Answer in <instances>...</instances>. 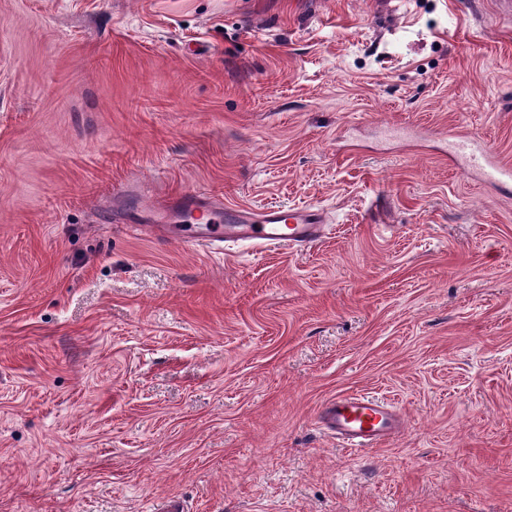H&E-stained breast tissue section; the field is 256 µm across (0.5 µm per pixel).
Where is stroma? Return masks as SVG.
Wrapping results in <instances>:
<instances>
[{"label":"stroma","instance_id":"stroma-1","mask_svg":"<svg viewBox=\"0 0 512 512\" xmlns=\"http://www.w3.org/2000/svg\"><path fill=\"white\" fill-rule=\"evenodd\" d=\"M512 24L493 0H0V512H512ZM144 183L301 252L128 231ZM348 392L406 425L355 452ZM449 154L459 161L465 171L478 172L492 186L511 187L512 166L495 160L490 151L469 138L454 136ZM181 224L177 234L188 248L223 249L224 245L245 244L255 250L286 248L302 250L318 241L326 227L323 209L272 206L260 211L223 206L205 193H196L181 203ZM224 216V228L215 222ZM183 232V233H181ZM324 428L343 448L362 451L400 433L399 413L366 394L338 395L320 412Z\"/></svg>","mask_w":512,"mask_h":512}]
</instances>
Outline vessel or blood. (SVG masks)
<instances>
[{
	"instance_id": "vessel-or-blood-1",
	"label": "vessel or blood",
	"mask_w": 512,
	"mask_h": 512,
	"mask_svg": "<svg viewBox=\"0 0 512 512\" xmlns=\"http://www.w3.org/2000/svg\"><path fill=\"white\" fill-rule=\"evenodd\" d=\"M449 154L464 170L474 171L493 186L512 185V166L495 160L490 151L464 136H455ZM182 220L173 232L186 247L221 249L245 244L255 250H302L318 241L326 227L323 209L272 206L259 211L223 205L204 193L185 198ZM324 428L344 448L362 451L400 433L399 413L366 394L339 395L320 412Z\"/></svg>"
}]
</instances>
